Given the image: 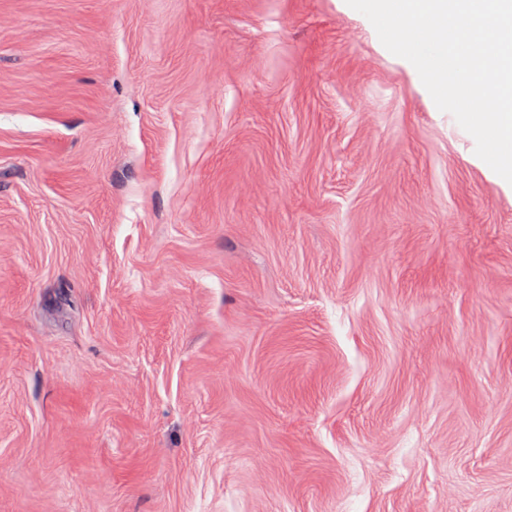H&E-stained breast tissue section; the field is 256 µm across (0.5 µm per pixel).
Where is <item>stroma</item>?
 I'll list each match as a JSON object with an SVG mask.
<instances>
[{"label": "stroma", "instance_id": "35a3bbf8", "mask_svg": "<svg viewBox=\"0 0 512 512\" xmlns=\"http://www.w3.org/2000/svg\"><path fill=\"white\" fill-rule=\"evenodd\" d=\"M0 512H512V185L345 0H0Z\"/></svg>", "mask_w": 512, "mask_h": 512}]
</instances>
